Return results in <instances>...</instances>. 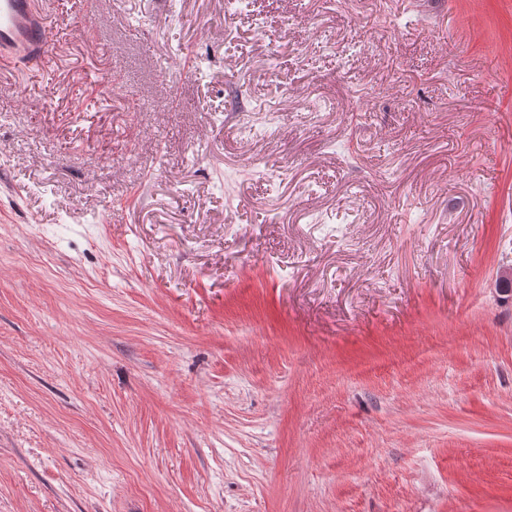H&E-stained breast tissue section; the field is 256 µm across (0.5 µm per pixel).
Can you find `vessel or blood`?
Instances as JSON below:
<instances>
[{
    "label": "vessel or blood",
    "mask_w": 512,
    "mask_h": 512,
    "mask_svg": "<svg viewBox=\"0 0 512 512\" xmlns=\"http://www.w3.org/2000/svg\"><path fill=\"white\" fill-rule=\"evenodd\" d=\"M51 14L38 0H0V78L26 65L44 63Z\"/></svg>",
    "instance_id": "b4317fda"
}]
</instances>
